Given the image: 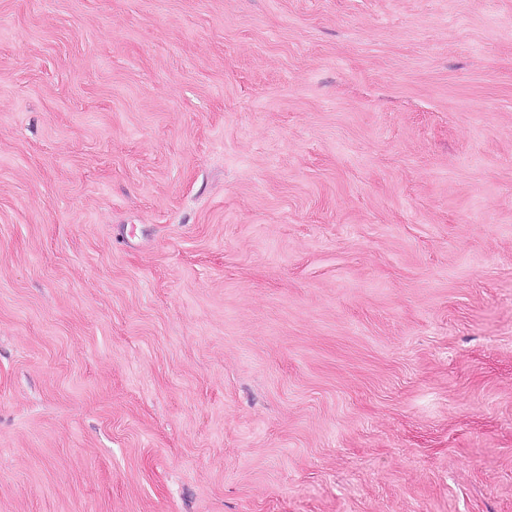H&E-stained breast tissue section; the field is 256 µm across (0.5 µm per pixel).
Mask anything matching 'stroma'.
Returning <instances> with one entry per match:
<instances>
[{
	"label": "stroma",
	"mask_w": 512,
	"mask_h": 512,
	"mask_svg": "<svg viewBox=\"0 0 512 512\" xmlns=\"http://www.w3.org/2000/svg\"><path fill=\"white\" fill-rule=\"evenodd\" d=\"M0 512H512V0H0Z\"/></svg>",
	"instance_id": "1"
}]
</instances>
